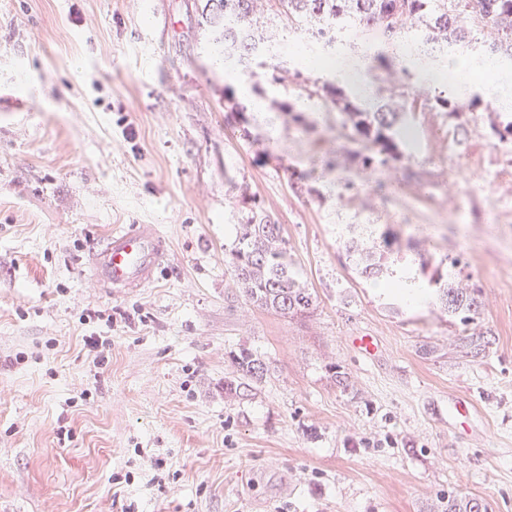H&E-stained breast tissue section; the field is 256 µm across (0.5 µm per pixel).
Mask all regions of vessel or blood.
<instances>
[{"mask_svg": "<svg viewBox=\"0 0 512 512\" xmlns=\"http://www.w3.org/2000/svg\"><path fill=\"white\" fill-rule=\"evenodd\" d=\"M161 242L151 227L113 232L93 257L95 275L115 288H144L154 280Z\"/></svg>", "mask_w": 512, "mask_h": 512, "instance_id": "obj_1", "label": "vessel or blood"}]
</instances>
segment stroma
I'll list each match as a JSON object with an SVG mask.
<instances>
[{"label": "stroma", "mask_w": 512, "mask_h": 512, "mask_svg": "<svg viewBox=\"0 0 512 512\" xmlns=\"http://www.w3.org/2000/svg\"><path fill=\"white\" fill-rule=\"evenodd\" d=\"M204 4L0 0V512H512V152L483 110H428L400 162L366 166L321 100L294 121L295 84L218 59ZM246 198L281 224L307 315L239 292ZM140 224L156 279L108 288L91 258ZM342 224L422 281L455 269L479 314L388 297ZM242 347L268 367L243 398ZM457 399L475 414L449 418Z\"/></svg>", "instance_id": "1"}]
</instances>
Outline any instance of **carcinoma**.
I'll return each mask as SVG.
<instances>
[{
  "mask_svg": "<svg viewBox=\"0 0 512 512\" xmlns=\"http://www.w3.org/2000/svg\"><path fill=\"white\" fill-rule=\"evenodd\" d=\"M205 8V23L220 56L233 49L251 59L263 57L273 38L266 22L273 21L281 30H301L307 38L330 46L342 44L355 30L375 34L388 47L413 37L445 45L451 54L471 47L488 57H512V0H206ZM268 71L273 81L289 80L307 98L316 96L341 113L344 125L360 137L366 150L363 161L370 166L401 160L408 113L428 107L451 114L463 109L452 86L430 96L411 91L400 76L390 77L393 100L363 105L347 87L324 78L318 67L301 64L290 70L274 63ZM345 249L359 274L383 280L386 290L405 302L431 296L450 317L478 311L477 290L452 271L432 278L428 292L416 275L396 273L395 261L362 246L361 237L345 242ZM230 264L239 290L259 308L297 316L315 306L314 294L288 261L281 225L254 206L239 224ZM232 362L237 376L224 381V392L243 396L263 379L266 364L247 348L233 354ZM448 512H484V506L476 498L450 495Z\"/></svg>",
  "mask_w": 512,
  "mask_h": 512,
  "instance_id": "obj_1",
  "label": "carcinoma"
}]
</instances>
